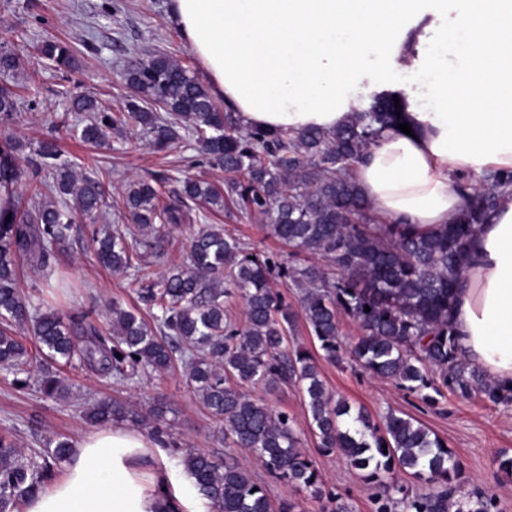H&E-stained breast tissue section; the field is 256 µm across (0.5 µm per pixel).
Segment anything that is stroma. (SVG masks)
Wrapping results in <instances>:
<instances>
[{"label": "stroma", "mask_w": 512, "mask_h": 512, "mask_svg": "<svg viewBox=\"0 0 512 512\" xmlns=\"http://www.w3.org/2000/svg\"><path fill=\"white\" fill-rule=\"evenodd\" d=\"M169 0H0V48L18 51L20 67L15 90L22 103L13 122L0 123V142L19 143L21 155H28L39 142L52 139L62 149L76 172L100 178L106 188L109 207L103 223L118 225L136 234V224L124 217L118 204L131 182L161 176V197L179 187V176L223 184V169L207 165L186 166L197 156V144L184 139L174 149L158 153L140 129L108 131L100 146L86 144L73 136L78 116L69 109L67 92L95 97L111 111L122 109L131 90L119 76L124 62L146 58L160 49L189 69L196 78L204 72L168 18ZM67 42L74 51L75 68L61 75L48 61L40 59L38 45L45 39ZM204 224H223L252 248L271 256L286 249L256 218L235 211L232 214L201 210ZM63 282L69 285L66 310L89 313L104 330L110 329L109 305L138 306L137 286L130 279L113 274L100 265L91 242V226L79 220L72 226L71 246L58 265ZM319 357V344L304 321H297L288 339ZM318 370L328 391L353 405L363 406L375 420L394 409L420 420L429 430L448 442L457 452L468 481L466 490L479 489L493 496L498 512H512V477L499 471L500 453L512 455V404H494L475 395L468 399L446 392L436 404H429L393 381L372 378L352 361L336 364L320 359ZM74 399H46L36 388L16 389L12 378L0 370V431L11 430L18 448L32 453L65 435L77 439L89 432L81 417L79 398L116 400L148 410L164 403L167 412L161 424L167 442L165 462L180 469L187 453L215 456L232 454L239 466L255 480L268 484L273 503H295V512H324L322 500L299 491L285 480L270 478L262 464L249 452L225 445L218 424L208 415L196 393L188 387L182 366L155 373L133 385H121L82 369L69 371ZM253 398L274 411L288 413L295 421L299 447L317 466L327 492L335 495L344 512H373L370 492L357 470L340 454L322 453L312 433L306 400L299 388L291 386L273 392L252 388Z\"/></svg>", "instance_id": "35a3bbf8"}]
</instances>
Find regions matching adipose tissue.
<instances>
[{"label": "adipose tissue", "instance_id": "adipose-tissue-1", "mask_svg": "<svg viewBox=\"0 0 512 512\" xmlns=\"http://www.w3.org/2000/svg\"><path fill=\"white\" fill-rule=\"evenodd\" d=\"M212 96L243 125L333 131L368 90L401 89L409 132H384L353 176L384 223L426 233L463 207L457 181L512 171V0H169ZM454 326L512 386V187L471 243ZM159 444L122 424L80 437L24 512H208Z\"/></svg>", "mask_w": 512, "mask_h": 512}]
</instances>
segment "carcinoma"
Instances as JSON below:
<instances>
[{"label": "carcinoma", "mask_w": 512, "mask_h": 512, "mask_svg": "<svg viewBox=\"0 0 512 512\" xmlns=\"http://www.w3.org/2000/svg\"><path fill=\"white\" fill-rule=\"evenodd\" d=\"M39 53L60 70L75 65L62 41L43 42ZM19 60L15 50H0L1 121L18 115L20 98L13 82ZM120 77L132 90L123 112H108L91 97L71 99L72 111L88 114L73 126L75 136L98 143L107 128L138 127L156 152L192 136L200 162L224 168L231 178L222 187L187 178L166 203L150 180L129 186L123 206L141 237L129 238L117 226L97 230L94 251L113 273L140 284L139 299L150 319L114 301L112 329L103 331L85 312L67 314L33 305L19 291L18 265L52 276L68 248L76 216L94 223L108 208L103 182L77 176L53 141L41 142L26 156L29 168L52 175V182H41L35 196L47 190L58 199L25 205L18 199L11 220L0 222V368L13 374V384L28 383L36 364L42 394L60 399L68 397L71 387L60 371L64 365L76 362L129 384L178 361L222 426L226 442L253 454L271 476L320 497L321 473L298 450L293 418L246 392L257 385L269 391L298 385L319 448L343 455L360 471L376 512H396L399 506L402 512H495L496 502L488 494H460L466 483L461 462L419 420L390 410L378 425L368 413L351 411L327 391L314 356L285 347L296 313L274 285L291 283L299 289L302 316L330 362L347 356L371 376L393 380L411 393L431 389L440 395L446 389L461 398L480 394L495 404L512 403V388L489 380L466 357L453 324L472 238L494 209L500 190L512 186V172L490 171L475 185L461 184V212L439 229L416 234L405 224L373 223V207L351 173L375 139L397 125L395 104L404 101L394 102L395 92L374 94L332 132H241L235 113L217 112L208 90L166 52L155 50L145 60L125 62ZM21 174L10 144L1 146L0 181L17 180ZM191 201L210 210L231 203L257 215L271 236L313 262H279L222 224H201L188 239L183 263L151 280L152 259L166 254L174 228L192 220ZM231 297L244 306L241 325L224 311V299ZM342 312L361 330L348 347L340 339ZM24 325L31 328L32 349L16 335ZM83 415L91 426L146 422L139 411L114 401L88 402ZM72 448V440L60 436L25 457L11 432L1 433L0 512H15L52 481ZM182 465L211 502V512H272L266 488L231 455L190 453ZM399 472L431 491L410 494L396 484Z\"/></svg>", "instance_id": "obj_1"}]
</instances>
